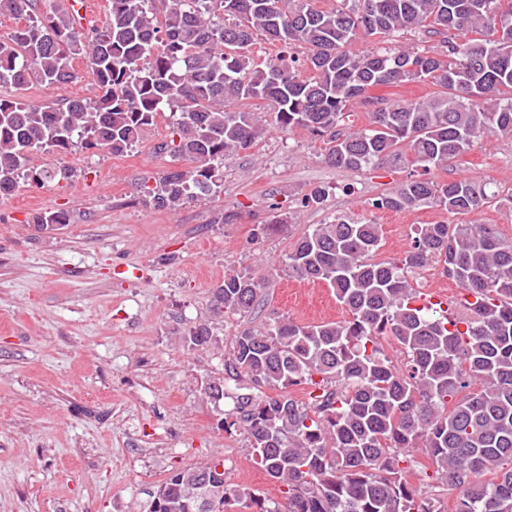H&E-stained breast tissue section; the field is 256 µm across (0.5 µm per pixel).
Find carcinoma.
I'll return each mask as SVG.
<instances>
[{
  "label": "carcinoma",
  "mask_w": 512,
  "mask_h": 512,
  "mask_svg": "<svg viewBox=\"0 0 512 512\" xmlns=\"http://www.w3.org/2000/svg\"><path fill=\"white\" fill-rule=\"evenodd\" d=\"M107 2V20L83 27L77 10L41 13L37 0H0L1 14L24 20L0 36V87L71 83L78 56L98 88L63 103L0 96V196L25 180H73L64 155L124 154L169 110L175 120L157 150L190 167L140 193L150 206L175 210L224 191V155L265 135L268 108L277 128L322 140L324 161L336 169L415 167L369 199L373 210L430 203L453 216L512 212V192L487 179L426 177L487 136L512 135V0H336L326 9L315 0H167L160 18L156 0ZM259 32L281 47L264 63L251 55ZM408 32L437 43L398 45ZM377 36L382 45L352 49ZM296 47L304 58L290 54ZM407 83L435 91L407 103L368 95ZM358 103L368 108L361 127L350 120ZM34 152L55 161L34 170ZM71 222L62 209L33 216L38 227ZM380 242L381 225L348 216L305 232L282 271L328 283L350 319L305 325L275 315L245 327L224 354L222 376L204 388L217 404L228 397L226 380L245 383L224 412V431L245 436L250 460L286 504L225 487L213 462L171 473L149 512H200L198 492L214 481L220 490L207 512H445L408 480L412 448L424 449L436 478L456 493L454 512H512V242L494 224L464 220L414 225L399 260L372 261ZM430 263L473 297L465 316L415 305L407 269ZM260 287L224 277L213 317H252ZM185 341L218 344L208 323ZM293 386L306 388V401L290 395Z\"/></svg>",
  "instance_id": "obj_1"
}]
</instances>
